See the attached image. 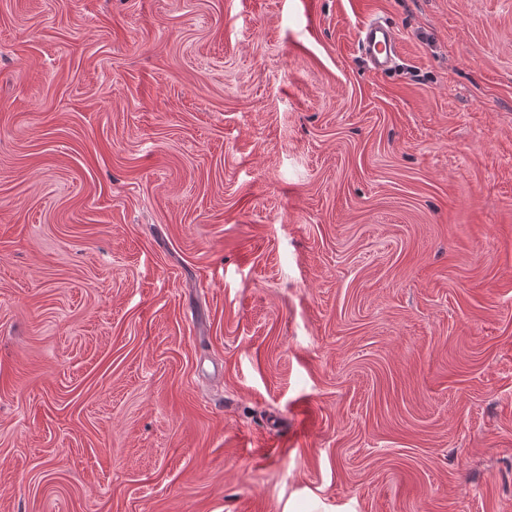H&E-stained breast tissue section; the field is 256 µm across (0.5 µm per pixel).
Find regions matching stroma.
<instances>
[{"label": "stroma", "instance_id": "35a3bbf8", "mask_svg": "<svg viewBox=\"0 0 512 512\" xmlns=\"http://www.w3.org/2000/svg\"><path fill=\"white\" fill-rule=\"evenodd\" d=\"M0 512H512V0H0ZM357 48L375 72L391 70L399 59V41L394 29L380 19H369L362 25L357 37Z\"/></svg>", "mask_w": 512, "mask_h": 512}]
</instances>
